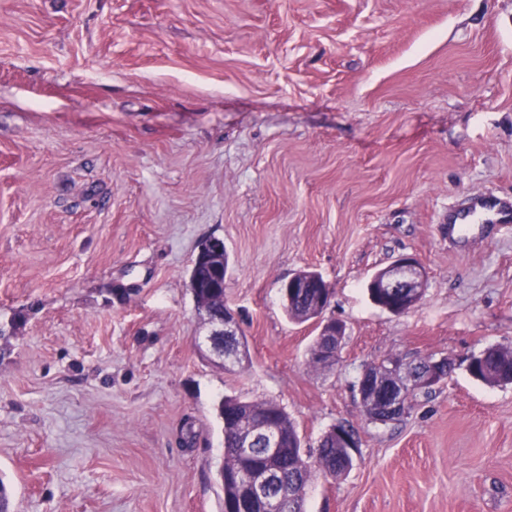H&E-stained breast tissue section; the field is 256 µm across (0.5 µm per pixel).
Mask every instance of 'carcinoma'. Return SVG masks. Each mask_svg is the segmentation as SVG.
<instances>
[{"instance_id":"1","label":"carcinoma","mask_w":512,"mask_h":512,"mask_svg":"<svg viewBox=\"0 0 512 512\" xmlns=\"http://www.w3.org/2000/svg\"><path fill=\"white\" fill-rule=\"evenodd\" d=\"M220 267L224 275L230 274L229 256L222 253L217 257H203L195 260L190 270V285L197 308H207L215 316L224 313V292L211 288L214 273L212 268ZM320 290L310 288L305 296H294L284 302V308L290 319L297 322L312 320L308 312ZM470 375L487 385L512 384V350L498 351L489 347L470 358L468 364ZM242 400L237 395H227L218 405L219 417L224 423V473L248 472L256 469L283 470L296 478L300 486H309L317 473L334 478L347 474L353 466L351 449L341 447L331 433L326 432L320 438L315 454L304 451L302 440L296 425L283 407L273 400L246 401L245 407L252 410L246 415L234 413L231 405ZM261 417L267 423L281 427L293 436V447L283 456L270 457L266 450L257 448L249 459L241 458L234 449V438L240 430L253 424L255 418Z\"/></svg>"}]
</instances>
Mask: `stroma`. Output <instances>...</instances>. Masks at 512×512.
Listing matches in <instances>:
<instances>
[{
  "label": "stroma",
  "mask_w": 512,
  "mask_h": 512,
  "mask_svg": "<svg viewBox=\"0 0 512 512\" xmlns=\"http://www.w3.org/2000/svg\"><path fill=\"white\" fill-rule=\"evenodd\" d=\"M475 194L512 200V0H0V480L12 512H224L227 395L272 399L353 467L306 512H512V234L448 237ZM222 238L249 358L206 356L188 272ZM427 270L392 315L366 292ZM311 269L345 327L281 287ZM453 370L384 424L371 364ZM427 279L424 265L414 256H403L376 274V288H386L393 295L398 289L405 293L422 292ZM314 280L315 277L313 276V273H308L302 270L295 273L283 283L282 286L284 288L285 296L288 298L287 300L283 297L284 308L290 319L301 323L312 320L313 317L307 316V314L317 298L320 296V290L316 288L317 286L313 282ZM298 288L309 289L305 296L299 297L295 295L289 301L290 295ZM489 347L478 355H473L468 371L475 379L487 385L512 384V350ZM432 358L433 357H429V356L424 357V358L420 359L415 364H409V365H405V366L403 364L399 363L398 361L393 360L392 358L383 359L378 364H373V365L367 367L363 371L361 376L358 378L355 386L359 385L360 383L362 384V377L364 374L372 375L374 377V379H376L378 376H380L381 379H385L381 374V369L385 366V363L395 361L404 370H407L409 373L412 369L418 370L419 368L423 367L427 363V361L431 359L426 364V367L423 368L417 376L412 378V380L414 381V383L416 385L427 386L430 388L433 385H436L439 382H441L442 381L441 379L445 378V373L448 372V362L445 358H440V359H435V358L432 359ZM374 379L372 377H369L368 381L366 382L367 388L365 386H361L358 388L360 400L362 399L364 392L368 393V392H370L369 390L373 389V387L375 386Z\"/></svg>",
  "instance_id": "stroma-1"
}]
</instances>
